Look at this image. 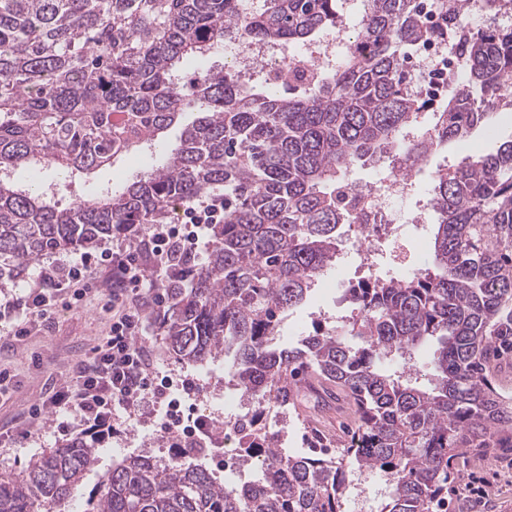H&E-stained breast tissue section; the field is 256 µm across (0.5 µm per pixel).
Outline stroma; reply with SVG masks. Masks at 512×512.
I'll return each instance as SVG.
<instances>
[{"label": "stroma", "instance_id": "obj_1", "mask_svg": "<svg viewBox=\"0 0 512 512\" xmlns=\"http://www.w3.org/2000/svg\"><path fill=\"white\" fill-rule=\"evenodd\" d=\"M180 126L165 130L155 145L132 152L112 165L95 170L83 178L73 180V194L88 198L105 188L121 191L143 173L160 165L169 146L178 142ZM512 139V111L495 113L491 122L473 131L467 141L441 145L415 174L413 194L405 202L412 209L425 199L427 188L438 169L459 163L474 152L490 153L505 141ZM340 266L327 269L318 279L307 300L287 312L277 342L282 346L297 344L312 332L315 322L334 326L336 307L344 289L364 276L360 258L348 234H341ZM378 271L380 274L399 275L402 265L425 268L433 263L428 238L410 233L402 238L382 239L379 243ZM110 314L101 302L91 301L72 307H59L51 323L33 329L20 342L0 341V370L9 371L13 389L8 399L0 400V472H21L29 463L48 450L57 448L83 435L79 420H71L66 427L42 419L25 423L29 407L39 397L48 394L69 374L72 365L88 355L99 339L108 331ZM139 337L150 355L154 370L179 380L191 378L195 394L182 403L184 412L193 417L207 416L217 425L234 420L235 415L224 408V393L232 383L223 361L205 366H193L170 355L155 332L154 316H147ZM298 414H282L273 410L266 416L269 431L281 434V445L294 453L309 451L311 437H331L336 430V417L350 414L345 400L321 399L311 391L309 382H302ZM99 459L79 490L64 502L40 501L36 512H81L89 492L107 473L113 462L132 454L162 457L170 452L169 444L158 436L152 426L127 416L112 423V432L98 444ZM460 475L448 485L449 512H512V429L502 431L498 445L471 452L461 460ZM484 479L485 496L462 494L465 483Z\"/></svg>", "mask_w": 512, "mask_h": 512}]
</instances>
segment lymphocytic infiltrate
Returning a JSON list of instances; mask_svg holds the SVG:
<instances>
[{"label":"lymphocytic infiltrate","mask_w":512,"mask_h":512,"mask_svg":"<svg viewBox=\"0 0 512 512\" xmlns=\"http://www.w3.org/2000/svg\"><path fill=\"white\" fill-rule=\"evenodd\" d=\"M223 221V193L201 196L179 209L175 222L151 224L144 230L130 227L112 243L100 245L98 253L54 259L41 267L26 296L0 297V338L19 341L29 335L31 326L50 321L58 306L85 300L93 265L108 267L112 274V324L107 336L74 366L63 384L32 405V419L66 411L83 423L86 433L100 434L113 415L132 417L149 405L156 428L170 439L174 452L188 448L215 451L213 437L187 438L183 418L172 412L175 390L191 394L190 382L177 384L153 373L137 336L146 316L164 302L160 281L170 269L173 251L194 253L208 246L211 226ZM142 236L154 258L149 269L137 245Z\"/></svg>","instance_id":"obj_1"}]
</instances>
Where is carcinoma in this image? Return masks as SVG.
<instances>
[{
	"instance_id": "obj_1",
	"label": "carcinoma",
	"mask_w": 512,
	"mask_h": 512,
	"mask_svg": "<svg viewBox=\"0 0 512 512\" xmlns=\"http://www.w3.org/2000/svg\"><path fill=\"white\" fill-rule=\"evenodd\" d=\"M257 2L249 11L245 0H0V278L224 189L207 262L172 256L158 330L184 363L231 356L247 411L228 427L262 477L227 487L183 457L130 455L84 512H343L366 472L389 484L378 512H448L454 461L512 427V404L486 374L512 336V140L435 173L434 270L371 274L351 289L360 311L342 331L318 325L297 347L272 342L336 262L338 228L355 222L338 195L350 165L397 148L409 173L487 124L512 89V29L482 26L459 43L467 73L435 107L409 91L405 49L448 41L462 0H433L431 25L419 0H369L341 67L308 91L297 86L302 71L278 80L279 95L220 67L184 92V63L227 39L310 44L343 17L344 0ZM189 110L199 117L167 161L118 193L61 206L42 185L12 182L20 167L88 174L151 145ZM427 110L434 123L405 140ZM432 339L429 384L387 366ZM301 375L354 410L356 429L334 457L287 454L265 430L266 408L295 404ZM96 461L97 448L76 439L0 473V512L67 499Z\"/></svg>"
}]
</instances>
